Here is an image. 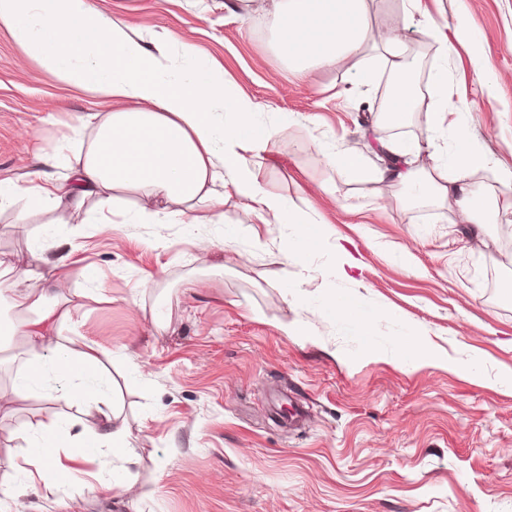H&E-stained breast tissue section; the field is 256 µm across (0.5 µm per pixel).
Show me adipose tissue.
<instances>
[{
	"mask_svg": "<svg viewBox=\"0 0 512 512\" xmlns=\"http://www.w3.org/2000/svg\"><path fill=\"white\" fill-rule=\"evenodd\" d=\"M271 13L280 53L298 79L314 68L360 60L371 44L385 53L390 81L405 89L411 84V64L399 50L405 30L414 27L439 42L448 40L427 21L424 0H409L402 23L375 30L366 23V0H271ZM0 26L12 31L29 59L108 107L104 118L90 114L73 127V135L90 128L94 137L67 182L47 183L32 172L24 182L0 183V209L21 201L35 209H77L86 196L103 189L107 195L97 222L105 231L116 224L192 225L196 205L208 211L209 223L220 224L229 187L245 201L247 220L311 224L306 197L273 193L261 180L258 160L278 126L260 122L261 104L229 91L223 70L198 63L190 45L166 34L144 38L135 22L107 19L88 0H0ZM75 29L83 30V38L72 37ZM445 131L458 148L449 158H434L427 169H414L412 148L387 141L379 144L386 158L379 167H367L358 155L332 145L325 146L324 155L344 173L397 183L407 198L436 200L482 229L495 223L499 201L484 200L471 179L476 160L463 148L462 121H450ZM123 190L137 192L135 209L123 206ZM34 278L43 281L41 292L28 291L26 283ZM66 282L61 262L37 253L7 287L12 306L27 317L6 333L24 337L28 359L12 385L0 389V405L32 396L83 401L96 421L72 440L69 459L85 458L91 441L113 456H130L129 435L114 425L109 395L87 376L100 364L101 350L91 347L76 356L65 349L44 351L46 333L80 313L69 303ZM21 433L39 453L30 466L12 464V479L0 484L10 512H24L33 467L54 464L58 448L56 424L26 426Z\"/></svg>",
	"mask_w": 512,
	"mask_h": 512,
	"instance_id": "obj_1",
	"label": "adipose tissue"
}]
</instances>
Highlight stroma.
<instances>
[{
	"instance_id": "1",
	"label": "stroma",
	"mask_w": 512,
	"mask_h": 512,
	"mask_svg": "<svg viewBox=\"0 0 512 512\" xmlns=\"http://www.w3.org/2000/svg\"><path fill=\"white\" fill-rule=\"evenodd\" d=\"M89 2L191 44L262 104V122L280 125L264 185L307 197L315 225L240 224L233 194L220 224L109 233L92 222L94 196L65 212L0 211V282L47 235L74 236L68 297L84 314L44 345L106 351L134 448L103 468L90 454L69 481L46 472L27 512H512V255L498 230L512 208L475 236L435 201L356 180L320 151L328 142L378 164L380 140L422 139L437 107L465 102L466 145L500 192L512 174V0H428L448 44L406 31L419 104L382 128L380 52L296 79L273 49L267 0ZM106 110L0 27V182L65 179L85 147L64 136ZM290 140L298 151L284 150ZM322 180L332 194L316 191ZM342 248L356 266L341 264ZM424 341L441 361L420 362ZM50 421L76 433L92 417L45 397L0 411V478L30 454L21 425ZM127 481L145 497L124 493Z\"/></svg>"
}]
</instances>
